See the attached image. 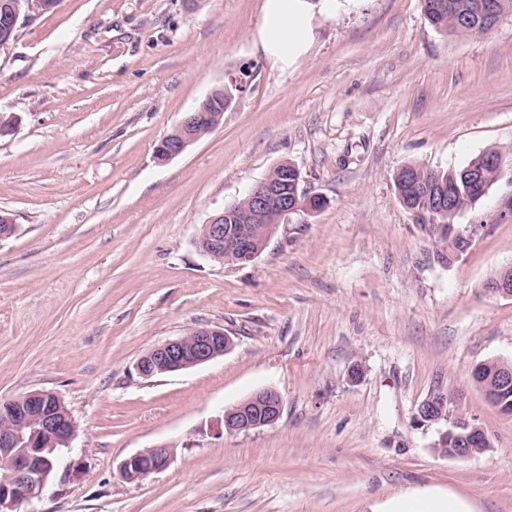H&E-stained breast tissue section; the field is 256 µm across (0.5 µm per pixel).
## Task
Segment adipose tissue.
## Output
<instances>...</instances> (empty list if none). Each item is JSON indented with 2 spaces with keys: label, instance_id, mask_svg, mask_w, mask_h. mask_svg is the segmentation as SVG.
I'll list each match as a JSON object with an SVG mask.
<instances>
[{
  "label": "adipose tissue",
  "instance_id": "obj_1",
  "mask_svg": "<svg viewBox=\"0 0 512 512\" xmlns=\"http://www.w3.org/2000/svg\"><path fill=\"white\" fill-rule=\"evenodd\" d=\"M307 34L305 17L293 0H268L266 19L261 33L264 47L277 60H286L301 45ZM380 512H477L468 500L448 493L429 490L404 493L388 500Z\"/></svg>",
  "mask_w": 512,
  "mask_h": 512
}]
</instances>
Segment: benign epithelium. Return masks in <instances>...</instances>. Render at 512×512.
I'll return each mask as SVG.
<instances>
[{"instance_id": "obj_1", "label": "benign epithelium", "mask_w": 512, "mask_h": 512, "mask_svg": "<svg viewBox=\"0 0 512 512\" xmlns=\"http://www.w3.org/2000/svg\"><path fill=\"white\" fill-rule=\"evenodd\" d=\"M60 0H0V48L15 42L20 27L40 13L51 10ZM242 91V82L212 91L193 112L189 113L156 146L154 155L164 164L180 156L203 137L202 120L208 110L220 100L228 109L233 91ZM299 174L290 162L276 165L263 179L252 185L242 202H234L202 225L198 234L199 251L222 263H249L266 248L279 225L301 209L314 213L321 209L320 195L288 190V171ZM429 221L459 215L466 211L463 204L445 187L429 190ZM255 224L263 225L260 236L251 233ZM488 292L512 297V268L501 271L487 283ZM231 339L222 328L202 326L184 336L161 343L142 355L137 371L144 377L157 372L174 373L205 364L224 355ZM512 388V362L500 360L483 392L488 401L495 400L494 391ZM283 401L273 389L253 393L244 402L224 411V430L229 433L249 432L275 424L282 413ZM0 512H21V506L36 497L51 478L54 465L45 453L66 447L75 435L76 426L59 396L44 391H32L0 404ZM462 435L459 448H444L440 454L453 459H465L485 451L489 437L473 423ZM171 462V450L166 446L145 448L125 458L120 475L128 481H138L166 469Z\"/></svg>"}]
</instances>
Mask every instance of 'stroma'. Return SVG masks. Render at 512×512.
<instances>
[{
    "label": "stroma",
    "instance_id": "1",
    "mask_svg": "<svg viewBox=\"0 0 512 512\" xmlns=\"http://www.w3.org/2000/svg\"><path fill=\"white\" fill-rule=\"evenodd\" d=\"M267 0H60L0 49V399L57 394L77 432L31 512H371L420 489L512 512V417L470 378L512 360V12L490 31L434 29L421 0H325L286 63L261 42ZM252 76L221 123L168 163L158 142L214 89ZM507 162L457 223L446 261L398 201L406 164ZM318 212L292 214L245 265L202 255V224L277 164ZM224 328L223 357L144 378L152 347ZM273 389L277 423L224 430ZM450 418L488 451H437ZM156 445L169 466L130 482ZM171 456V450L167 446L145 448L121 462L120 475L131 482L144 479L166 469L171 462Z\"/></svg>",
    "mask_w": 512,
    "mask_h": 512
}]
</instances>
